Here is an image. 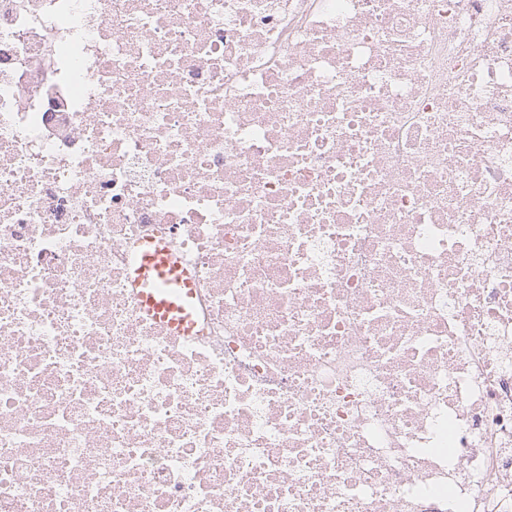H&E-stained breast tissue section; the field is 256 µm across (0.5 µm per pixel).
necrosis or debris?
<instances>
[{
    "label": "necrosis or debris",
    "mask_w": 512,
    "mask_h": 512,
    "mask_svg": "<svg viewBox=\"0 0 512 512\" xmlns=\"http://www.w3.org/2000/svg\"><path fill=\"white\" fill-rule=\"evenodd\" d=\"M0 512H512V0H0ZM133 278L143 313L174 335H193L194 288L167 247L154 241L141 242Z\"/></svg>",
    "instance_id": "4bbe7bcc"
}]
</instances>
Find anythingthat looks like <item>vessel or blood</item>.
<instances>
[{
    "mask_svg": "<svg viewBox=\"0 0 512 512\" xmlns=\"http://www.w3.org/2000/svg\"><path fill=\"white\" fill-rule=\"evenodd\" d=\"M133 278L143 313L174 335H192L196 326L194 288L167 247L141 242Z\"/></svg>",
    "mask_w": 512,
    "mask_h": 512,
    "instance_id": "vessel-or-blood-1",
    "label": "vessel or blood"
}]
</instances>
